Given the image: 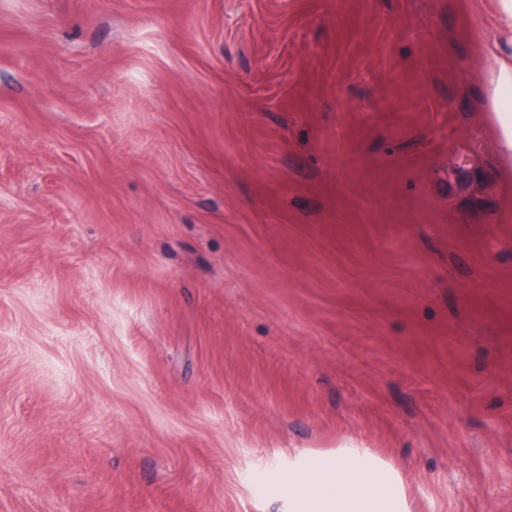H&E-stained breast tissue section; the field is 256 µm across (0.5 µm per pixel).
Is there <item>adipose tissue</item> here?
Listing matches in <instances>:
<instances>
[{
	"mask_svg": "<svg viewBox=\"0 0 512 512\" xmlns=\"http://www.w3.org/2000/svg\"><path fill=\"white\" fill-rule=\"evenodd\" d=\"M495 37L485 46L489 66L484 89L495 115L498 147L512 159V0H492ZM288 512H408L397 476L353 441L330 461L289 468Z\"/></svg>",
	"mask_w": 512,
	"mask_h": 512,
	"instance_id": "obj_1",
	"label": "adipose tissue"
}]
</instances>
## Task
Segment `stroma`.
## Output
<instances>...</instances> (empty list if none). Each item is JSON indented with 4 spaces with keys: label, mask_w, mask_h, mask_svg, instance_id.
Segmentation results:
<instances>
[{
    "label": "stroma",
    "mask_w": 512,
    "mask_h": 512,
    "mask_svg": "<svg viewBox=\"0 0 512 512\" xmlns=\"http://www.w3.org/2000/svg\"><path fill=\"white\" fill-rule=\"evenodd\" d=\"M490 0H0V512H288L363 442L512 512Z\"/></svg>",
    "instance_id": "1"
}]
</instances>
